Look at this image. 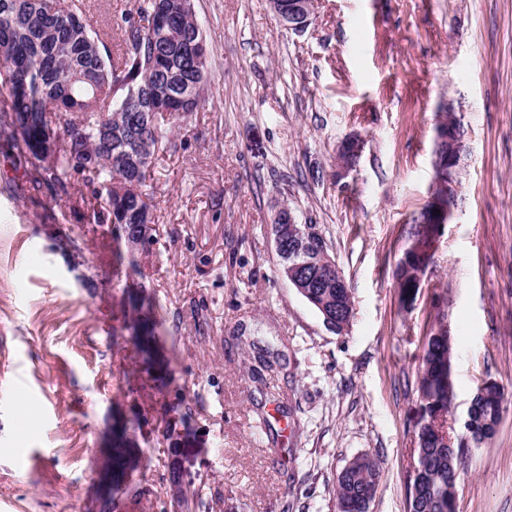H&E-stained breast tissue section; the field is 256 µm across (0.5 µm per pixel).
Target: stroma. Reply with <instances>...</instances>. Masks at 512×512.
<instances>
[{"label": "stroma", "mask_w": 512, "mask_h": 512, "mask_svg": "<svg viewBox=\"0 0 512 512\" xmlns=\"http://www.w3.org/2000/svg\"><path fill=\"white\" fill-rule=\"evenodd\" d=\"M138 0H84L119 49ZM212 105L167 127L146 191L153 244L137 252L171 333L173 381L148 372L112 277V233L29 190L0 137V512H102L95 471L114 421L144 465L120 512L171 503L167 428L185 491L209 512H338L336 476L370 454V512H408L425 335L444 313L461 428L487 380L504 392L492 439L469 449L458 512H512V0H315L288 30L269 0H194ZM462 113L471 155L459 205L412 306L394 270L432 192L437 115ZM365 141L336 176L337 147ZM319 225L350 284L330 332L279 273L275 204ZM286 360L257 393L255 348ZM363 147L364 142L357 134L348 135L341 141L338 150L340 153L346 154L348 161L343 163L341 168L336 171L337 178L344 176L355 165L363 151Z\"/></svg>", "instance_id": "stroma-1"}]
</instances>
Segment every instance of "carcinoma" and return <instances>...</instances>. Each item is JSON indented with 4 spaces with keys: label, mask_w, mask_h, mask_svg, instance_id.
<instances>
[{
    "label": "carcinoma",
    "mask_w": 512,
    "mask_h": 512,
    "mask_svg": "<svg viewBox=\"0 0 512 512\" xmlns=\"http://www.w3.org/2000/svg\"><path fill=\"white\" fill-rule=\"evenodd\" d=\"M123 30L121 61L100 38L94 22L73 0H0V134H9L30 187L49 201L84 206L95 224L112 225L115 278L136 270L127 231L155 223L144 192L151 169L149 160L163 137L167 118L196 112L209 104V55L205 38L194 18L192 0H142L134 12L120 17ZM449 139L466 135L461 115L446 113ZM458 147L433 164V194L447 196L454 210L458 193H448V167L459 163ZM85 177L93 186L89 198L74 199L70 179ZM448 218L422 210L410 225L407 245L415 248L399 259L395 278L402 296L413 288L414 274L432 262L429 243L421 227L442 224ZM278 267L303 264L300 272L313 278L304 299L319 315L338 322L341 335L350 322V288L336 287V269L327 264L308 265L295 238L284 240L275 251ZM135 308L142 310L130 326L133 344L145 355L165 335L164 319L156 318L159 300L141 285L128 289ZM253 379L266 390L264 373L280 368L268 353L255 356ZM452 339L440 330L426 336L418 393L423 422L417 424L416 464L409 486V512L456 510L455 483L461 460L479 445L472 433L496 431L502 420L504 397L497 384L478 395L465 426L456 439L454 456L441 445L429 419L448 415L455 394L448 379ZM128 423L112 431V469L122 476L128 464ZM376 460L354 457L337 475L340 512H370L379 487Z\"/></svg>",
    "instance_id": "1"
}]
</instances>
